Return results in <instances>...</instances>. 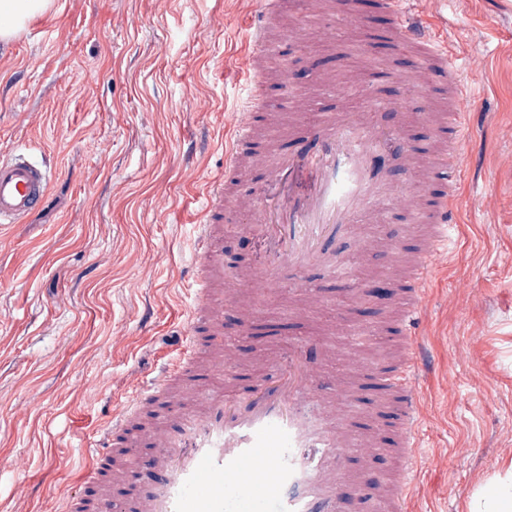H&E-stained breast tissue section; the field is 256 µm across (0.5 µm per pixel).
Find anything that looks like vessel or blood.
I'll return each mask as SVG.
<instances>
[{
  "label": "vessel or blood",
  "instance_id": "1",
  "mask_svg": "<svg viewBox=\"0 0 512 512\" xmlns=\"http://www.w3.org/2000/svg\"><path fill=\"white\" fill-rule=\"evenodd\" d=\"M414 0H378L389 25L377 41L380 50L417 51L413 72L386 69L379 80L413 86L427 97L445 96L448 112L433 129L440 155H424L410 143V120L384 131L371 121L374 112L402 110L401 100L369 95L354 111L340 110L336 99L367 90L363 79L337 84L333 70L318 71L316 82L325 106L317 119L297 123L284 140L259 154L247 155L243 144L257 134L256 117L265 108L268 84L287 87L288 72L269 75L266 59L275 25L276 0H265L248 19L250 52L244 90L250 106L232 121V142L224 151V177L208 182L207 207L198 224L197 258L187 273L193 292L187 346L168 365L164 379L133 399L118 424L88 449L91 472L80 492L71 495L66 512H342L339 486L351 476L355 454L383 450L394 455L399 483L385 489L363 483L359 491L368 512H403L420 444V398L415 383L425 354L416 336L421 323L420 297L431 260L451 239L458 204L454 175L462 137L460 102L467 93L462 68L438 46L435 36L414 11ZM346 24L370 34L371 25L353 0H336ZM397 150L410 176L408 189L385 184L379 159ZM262 170L260 189L245 190V171ZM302 166L314 170L317 187L302 196L287 191L291 173ZM51 173L41 162L0 160V223L14 224L46 204ZM254 215L252 231L261 235L267 257L261 264L225 277L223 261L212 248L225 208ZM418 210L424 230L405 268L395 279L401 303L395 330L401 354L386 366L350 358V368L363 377L360 394L324 372L327 346L314 340L289 344L275 361L269 378L239 376V392L231 397L210 387L209 378L225 362L236 359V341L222 343L221 360L202 365L201 336L218 335L223 307L210 304L213 282L224 281L227 300L242 294L263 298L282 272L293 279L289 289L303 293L307 273L320 269L345 281L351 294H362L365 282L345 278L336 241L355 224H382L396 210ZM207 382V391L191 388L195 408H181L158 422L152 451L140 456L127 437L134 415L145 402L169 398L173 384L189 378Z\"/></svg>",
  "mask_w": 512,
  "mask_h": 512
}]
</instances>
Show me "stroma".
Masks as SVG:
<instances>
[{"instance_id":"35a3bbf8","label":"stroma","mask_w":512,"mask_h":512,"mask_svg":"<svg viewBox=\"0 0 512 512\" xmlns=\"http://www.w3.org/2000/svg\"><path fill=\"white\" fill-rule=\"evenodd\" d=\"M255 0H56L55 11L0 41V158L50 157L42 210L0 227V512H63L85 450L184 346L194 219L205 182L224 172L226 131L243 101L247 16ZM459 63L477 58L466 99L468 136L456 192L460 228L437 257L419 338L431 360L419 376L425 458L408 512H467L512 458V0H421ZM360 34L335 40L309 26L272 69L294 83L268 92L264 123L283 133L320 105L313 60L367 73L411 67L410 53L362 52ZM336 249L351 275H392L351 237ZM326 301L299 322L275 292L266 331L240 333L241 372L267 376L289 336L341 328L339 354L386 359L394 300L359 297L311 272ZM28 462L13 470L15 460ZM25 485L18 493L17 485Z\"/></svg>"}]
</instances>
